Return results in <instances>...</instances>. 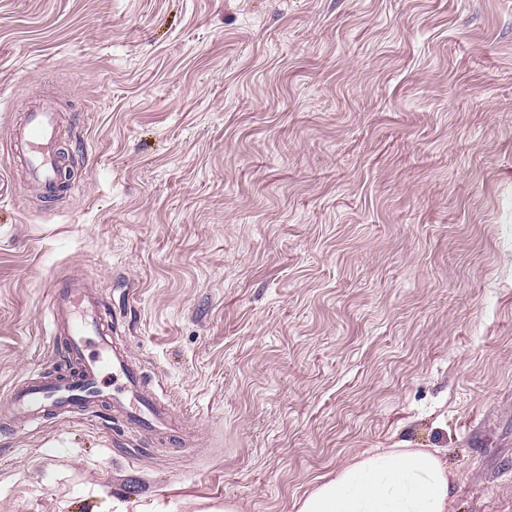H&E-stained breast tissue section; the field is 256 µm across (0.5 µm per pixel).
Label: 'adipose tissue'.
I'll return each instance as SVG.
<instances>
[{
    "instance_id": "adipose-tissue-1",
    "label": "adipose tissue",
    "mask_w": 512,
    "mask_h": 512,
    "mask_svg": "<svg viewBox=\"0 0 512 512\" xmlns=\"http://www.w3.org/2000/svg\"><path fill=\"white\" fill-rule=\"evenodd\" d=\"M454 497L443 450L381 448L320 477L296 512H451Z\"/></svg>"
}]
</instances>
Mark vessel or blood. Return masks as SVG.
<instances>
[{
  "label": "vessel or blood",
  "mask_w": 512,
  "mask_h": 512,
  "mask_svg": "<svg viewBox=\"0 0 512 512\" xmlns=\"http://www.w3.org/2000/svg\"><path fill=\"white\" fill-rule=\"evenodd\" d=\"M61 114L53 98L25 112L10 141L26 185L46 199L58 197L59 156L55 148ZM48 312L58 338L60 365L24 378L9 391L5 412L35 423L45 415L110 412L127 430L150 433L154 444L173 450L190 442L171 405L146 395L143 373L124 348L114 345L112 317L85 279L70 277L49 285ZM111 384H104V377Z\"/></svg>",
  "instance_id": "b4317fda"
}]
</instances>
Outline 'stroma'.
<instances>
[{"mask_svg": "<svg viewBox=\"0 0 512 512\" xmlns=\"http://www.w3.org/2000/svg\"><path fill=\"white\" fill-rule=\"evenodd\" d=\"M47 91L51 201L6 151ZM0 177V398L79 274L194 435L0 419V512H295L371 448L512 512V0H0Z\"/></svg>", "mask_w": 512, "mask_h": 512, "instance_id": "1", "label": "stroma"}]
</instances>
